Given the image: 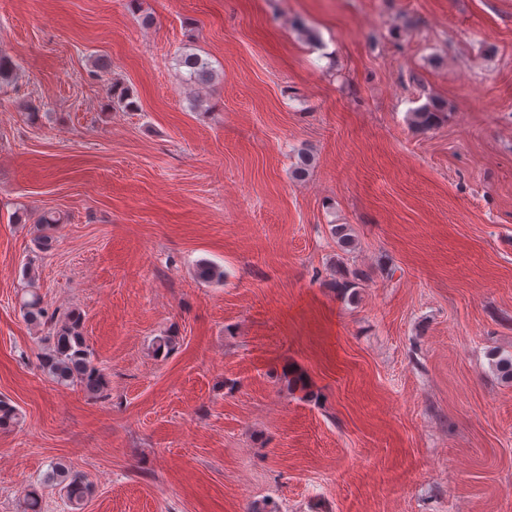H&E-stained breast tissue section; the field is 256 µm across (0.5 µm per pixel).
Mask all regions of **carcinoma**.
<instances>
[{"label": "carcinoma", "instance_id": "cac0c4a2", "mask_svg": "<svg viewBox=\"0 0 512 512\" xmlns=\"http://www.w3.org/2000/svg\"><path fill=\"white\" fill-rule=\"evenodd\" d=\"M178 66L184 69L183 80L191 87L208 85L213 81L215 71L209 61L196 53L184 52L177 59ZM112 103L128 109L138 108L137 102L129 89L113 85L110 88ZM441 106L430 102L412 113V123L417 127L429 128L440 119ZM199 279L205 282L221 281L224 271L211 263H201L197 268ZM24 298L21 300L26 320L35 326L49 329L51 342L49 351L41 357L40 368L62 385H76L91 394H100L105 388V376L95 363L93 351L82 335L81 316L69 313L62 321L49 315L42 306L35 277L26 273L23 286ZM20 421L18 409L10 403L0 400V429H8ZM50 480L58 482L66 493L73 509L81 510L89 492V486L79 474L70 473L69 469L58 464L52 467Z\"/></svg>", "mask_w": 512, "mask_h": 512}]
</instances>
